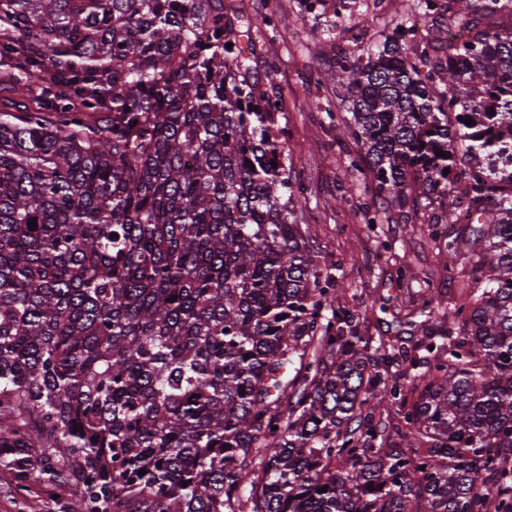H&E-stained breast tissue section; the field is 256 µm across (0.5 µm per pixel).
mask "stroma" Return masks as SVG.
<instances>
[{
	"label": "stroma",
	"instance_id": "1",
	"mask_svg": "<svg viewBox=\"0 0 512 512\" xmlns=\"http://www.w3.org/2000/svg\"><path fill=\"white\" fill-rule=\"evenodd\" d=\"M224 5L252 22V70L261 89L281 99L285 162L306 186L296 221L322 262L335 269L340 305L359 315L362 335L409 340L407 327L398 325L387 306L402 297L418 299L424 291L423 273L436 264L433 243L422 231L429 218L419 213L407 220L395 211L390 222L366 224L372 183L369 174L353 177L347 171L357 147L342 122L344 108L336 100L335 88L308 79L310 72L327 69L338 50L353 46L349 21L338 0H315L309 10L300 8L297 0H224ZM359 6L368 17L361 41L369 47L382 35L413 23L400 0H359ZM266 12L273 19L268 26L260 20ZM317 21L334 25L333 38H308ZM416 26L419 34H427V23ZM318 101L332 102L331 111L316 110ZM353 178L359 184L354 192L348 189ZM405 262L412 267L413 279L399 277ZM75 498V491L67 486L18 494L13 477L0 471V512H70Z\"/></svg>",
	"mask_w": 512,
	"mask_h": 512
}]
</instances>
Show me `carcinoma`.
Listing matches in <instances>:
<instances>
[{
    "instance_id": "1",
    "label": "carcinoma",
    "mask_w": 512,
    "mask_h": 512,
    "mask_svg": "<svg viewBox=\"0 0 512 512\" xmlns=\"http://www.w3.org/2000/svg\"><path fill=\"white\" fill-rule=\"evenodd\" d=\"M506 18L512 0H448L432 36L396 29L311 75L343 92L348 170L387 203L366 223L431 210L438 255H467V297L429 294L413 353L380 354L295 223L280 98L224 0H0V82L50 71L36 106L0 104V467L18 487L76 485L72 512H509L483 492L512 502ZM460 166L476 223L451 239Z\"/></svg>"
}]
</instances>
